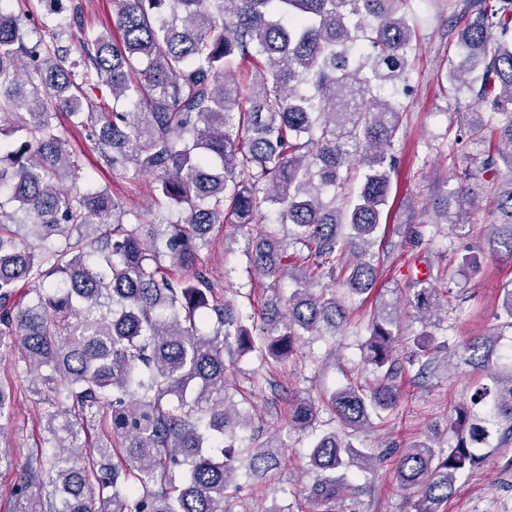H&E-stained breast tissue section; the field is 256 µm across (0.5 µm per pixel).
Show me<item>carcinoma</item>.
Returning <instances> with one entry per match:
<instances>
[{
    "instance_id": "carcinoma-1",
    "label": "carcinoma",
    "mask_w": 512,
    "mask_h": 512,
    "mask_svg": "<svg viewBox=\"0 0 512 512\" xmlns=\"http://www.w3.org/2000/svg\"><path fill=\"white\" fill-rule=\"evenodd\" d=\"M60 2L16 0L17 11H0V113L13 137L0 139V347L17 348L16 366L46 391L44 436L13 486L15 512H230L239 470L264 478L281 466V451L272 439L238 451L224 444L245 424L228 403L224 344L283 362L302 336L343 324L345 300L375 287L370 248L402 124L394 94L411 70L405 0H117L120 39L84 27L75 59L60 45ZM455 24L448 81L482 108L468 128L489 142L481 165L459 180L493 191L498 220L483 246L512 261V0H464ZM241 61L252 65L242 79ZM104 87L110 104L96 94ZM62 112L105 167L155 177L150 219L81 183ZM352 146L367 171L340 208ZM474 206L463 187L436 202L462 237ZM265 210L308 250L302 264L257 221ZM220 224L247 231L257 274L293 281L288 298L276 292L258 315L243 316L217 296L198 259ZM338 262L344 295L316 290ZM425 283L374 308L362 347L374 381L329 394L341 430L320 434L311 450V502L359 493L350 475L380 462L357 439L399 407L402 315L410 307L432 326L453 295ZM209 319L204 335L199 324ZM496 319L512 329L511 288ZM495 342L474 336L463 345L492 386L453 407L455 443L422 440L396 462L413 512H440L457 475L482 465L491 438L512 442V363L493 368ZM440 348L431 332L413 338L416 375ZM18 391L0 381V469L14 467L4 421ZM318 413L299 395L288 423L307 432ZM94 425L104 436L90 444Z\"/></svg>"
}]
</instances>
